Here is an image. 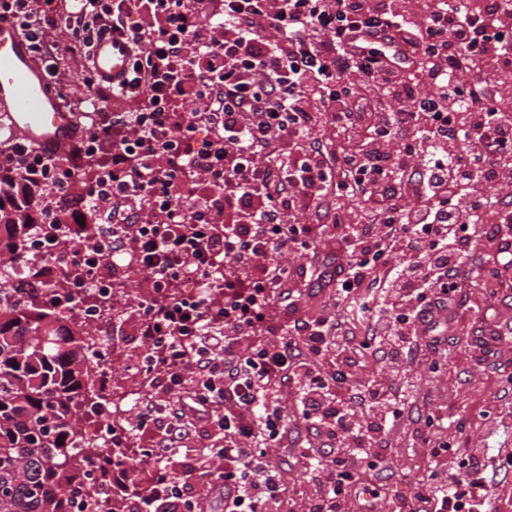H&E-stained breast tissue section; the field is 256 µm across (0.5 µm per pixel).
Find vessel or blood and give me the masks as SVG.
<instances>
[{"instance_id": "1", "label": "vessel or blood", "mask_w": 512, "mask_h": 512, "mask_svg": "<svg viewBox=\"0 0 512 512\" xmlns=\"http://www.w3.org/2000/svg\"><path fill=\"white\" fill-rule=\"evenodd\" d=\"M132 53L122 37H106L92 49L93 68L112 85L124 81ZM0 117L15 135L52 157H59L78 133L75 119L50 86L18 28L0 21Z\"/></svg>"}]
</instances>
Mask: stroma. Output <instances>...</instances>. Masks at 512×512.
Returning <instances> with one entry per match:
<instances>
[{
  "instance_id": "stroma-1",
  "label": "stroma",
  "mask_w": 512,
  "mask_h": 512,
  "mask_svg": "<svg viewBox=\"0 0 512 512\" xmlns=\"http://www.w3.org/2000/svg\"><path fill=\"white\" fill-rule=\"evenodd\" d=\"M497 243L479 241L475 247L469 283L460 304L448 313L450 341L446 355L437 358L436 372L419 370L414 408L404 416L390 436L383 473L372 475L383 495V512H394L398 498L411 494L414 485L427 479L433 461L429 449L417 447L428 415H445L462 420L472 446L489 452L512 451V343L484 346L480 330H512V262L490 265ZM296 299L298 318L307 319L330 311L343 325L354 321L344 306L338 305L333 288L311 282L301 287ZM282 402L288 414V434L266 453L281 470L286 488L283 505L273 512H298L307 489L303 476L301 442L318 445L297 410L291 390H283Z\"/></svg>"
}]
</instances>
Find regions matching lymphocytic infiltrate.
<instances>
[{
  "label": "lymphocytic infiltrate",
  "mask_w": 512,
  "mask_h": 512,
  "mask_svg": "<svg viewBox=\"0 0 512 512\" xmlns=\"http://www.w3.org/2000/svg\"><path fill=\"white\" fill-rule=\"evenodd\" d=\"M0 20L25 31L50 79L58 58L45 39L62 29L67 49L89 60L95 41L118 35L133 48L119 88L86 69L101 102L133 100L152 124L98 110L68 146L99 144L108 181L89 180L92 209L119 218L100 228L113 250L132 246L152 288L145 334L156 352L143 373L160 375L178 407L153 447L143 449L151 485L135 512H199L220 499L224 512H268L283 498L265 442L282 438L287 416L274 386L293 382L304 420L320 438L309 457L303 512H347L360 475L381 472L389 436L412 404L416 357L445 343L448 311L485 226L512 224V0H0ZM219 114L222 133L201 138L183 121L169 144L165 112L177 101ZM329 125L338 150L315 138ZM48 223L75 181L69 163L0 150V191L34 187ZM208 181L207 217L186 223L176 181ZM161 195L147 215H121L125 199ZM337 200L331 223H284V214ZM358 199L356 210L343 202ZM244 220L222 224L228 208ZM336 243L332 281L350 300L365 335L343 333L331 315L296 319L286 334L253 339L288 281L308 272L269 254L314 252ZM225 262L248 270L225 279L223 301L176 297L186 273L209 285ZM376 377L351 380L359 359ZM193 417L224 445L179 460L183 420ZM451 478L433 468L396 512H489V474L512 456L466 448Z\"/></svg>",
  "instance_id": "lymphocytic-infiltrate-1"
}]
</instances>
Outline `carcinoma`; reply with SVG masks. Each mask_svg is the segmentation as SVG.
I'll list each match as a JSON object with an SVG mask.
<instances>
[{
  "label": "carcinoma",
  "instance_id": "obj_1",
  "mask_svg": "<svg viewBox=\"0 0 512 512\" xmlns=\"http://www.w3.org/2000/svg\"><path fill=\"white\" fill-rule=\"evenodd\" d=\"M31 234L0 205V252L22 257ZM48 298L0 287V512H71L92 464L80 444L95 353Z\"/></svg>",
  "mask_w": 512,
  "mask_h": 512
}]
</instances>
